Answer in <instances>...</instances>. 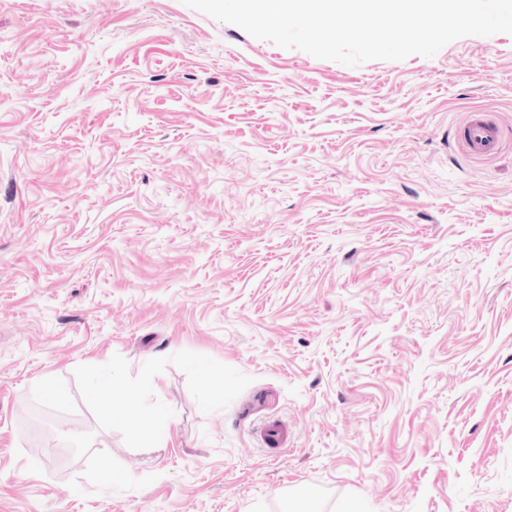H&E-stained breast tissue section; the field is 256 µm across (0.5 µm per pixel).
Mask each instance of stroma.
I'll use <instances>...</instances> for the list:
<instances>
[{
    "mask_svg": "<svg viewBox=\"0 0 512 512\" xmlns=\"http://www.w3.org/2000/svg\"><path fill=\"white\" fill-rule=\"evenodd\" d=\"M473 112L512 128V36L350 67L0 0V512H512V145L467 157ZM126 410L131 429L136 435L155 436L152 414L148 410L136 404H128Z\"/></svg>",
    "mask_w": 512,
    "mask_h": 512,
    "instance_id": "35a3bbf8",
    "label": "stroma"
}]
</instances>
